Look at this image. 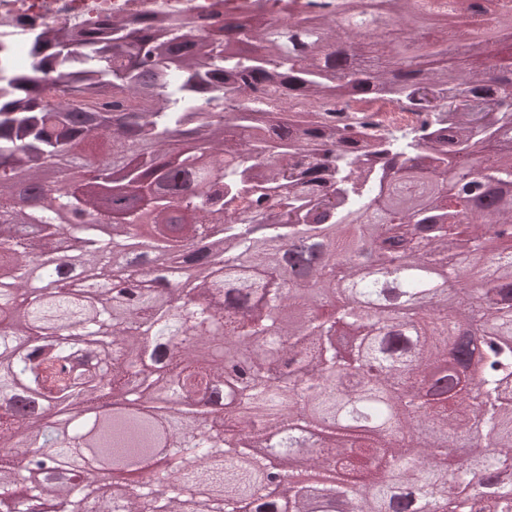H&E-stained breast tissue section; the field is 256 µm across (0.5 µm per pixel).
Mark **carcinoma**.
I'll use <instances>...</instances> for the list:
<instances>
[{"label": "carcinoma", "mask_w": 512, "mask_h": 512, "mask_svg": "<svg viewBox=\"0 0 512 512\" xmlns=\"http://www.w3.org/2000/svg\"><path fill=\"white\" fill-rule=\"evenodd\" d=\"M434 0H343L339 13L305 12L288 27L305 50L293 52L267 17L264 0L231 23L216 11L205 28L188 14L152 13L61 27L36 34L28 67H0V310L14 311L0 332V501L12 512H113L108 485L67 465V439L90 437L103 462L131 459L147 448V430L96 420L92 404L129 392L135 400L164 387L188 398L221 397L235 378L196 348L220 334L244 347L265 383L224 409L247 439L261 440L307 423L304 372H343L321 393L320 415L334 417L360 395L359 373L403 401L395 418L367 402L359 413L371 430L351 444L321 443L311 463L351 471L362 484H342L310 507L288 469L265 456L246 469L214 468L239 451L207 418L163 409L173 454L183 465L158 464L127 493L124 512H184L191 482L223 492L193 502L191 512H512V43L494 52L469 45V0L453 14ZM370 8L393 22L388 48L395 68L338 74L336 54L365 52L368 33L350 13ZM432 17V33L414 47L415 22ZM67 92L61 94L57 81ZM272 86L280 106L256 108L247 95ZM394 95L419 114L396 150L377 136L373 117L348 123L333 115L293 112L290 101L343 103ZM481 103L493 112H477ZM71 153L97 165L100 178L125 165L124 190L89 195ZM249 200L252 215L228 224ZM62 211L81 217L59 224ZM153 231L149 255L181 252L222 258L217 275L162 296L147 287L131 307L108 308L100 296L116 278L169 288L175 277L148 263L117 262L136 243L144 213ZM57 247L71 250L89 275L75 293L52 273L26 288L30 262ZM440 266L453 297L417 309H386L390 289L415 298L429 265ZM490 276L461 287L468 268ZM369 295L361 314L349 295ZM479 358L478 390L463 369L446 384L424 387L448 361V346ZM480 420L498 450L472 438ZM41 436L47 452L33 468L25 437ZM465 444L453 475L426 458ZM397 471L400 482L389 474ZM444 488L430 500L426 492Z\"/></svg>", "instance_id": "obj_1"}]
</instances>
